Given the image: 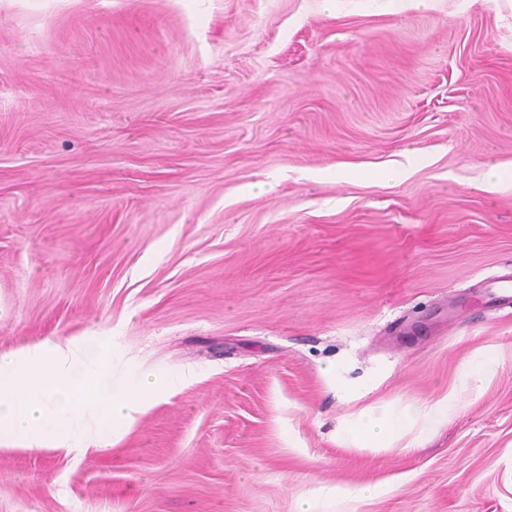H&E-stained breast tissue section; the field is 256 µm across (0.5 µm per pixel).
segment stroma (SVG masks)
<instances>
[{
	"instance_id": "1",
	"label": "stroma",
	"mask_w": 512,
	"mask_h": 512,
	"mask_svg": "<svg viewBox=\"0 0 512 512\" xmlns=\"http://www.w3.org/2000/svg\"><path fill=\"white\" fill-rule=\"evenodd\" d=\"M511 272L512 0H0V353L189 376L0 512H512ZM482 288L488 290L491 301L499 307L512 305V275L505 274L494 281L484 284ZM501 361V347L492 343L485 345L463 371L464 387L471 385L478 388L482 386L491 377ZM458 398L459 389L452 388L443 399L418 407L413 415L422 417L431 424H437L448 416V412L456 406ZM406 420L407 416L402 414H365L355 420L348 432L357 444L381 447L402 428Z\"/></svg>"
}]
</instances>
